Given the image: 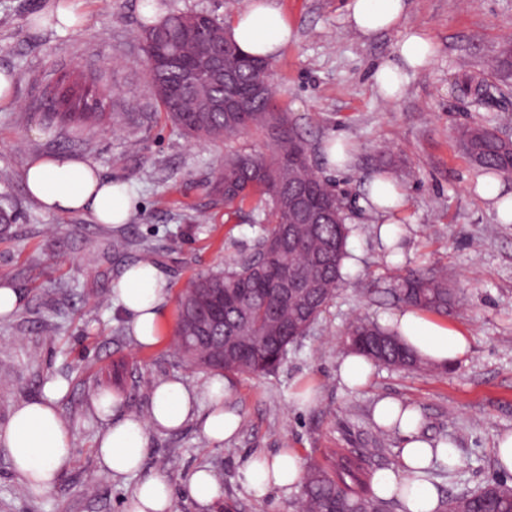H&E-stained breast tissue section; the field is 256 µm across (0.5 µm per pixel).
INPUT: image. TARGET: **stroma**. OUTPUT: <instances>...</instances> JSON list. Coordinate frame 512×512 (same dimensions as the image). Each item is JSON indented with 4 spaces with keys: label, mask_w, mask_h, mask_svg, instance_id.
<instances>
[{
    "label": "stroma",
    "mask_w": 512,
    "mask_h": 512,
    "mask_svg": "<svg viewBox=\"0 0 512 512\" xmlns=\"http://www.w3.org/2000/svg\"><path fill=\"white\" fill-rule=\"evenodd\" d=\"M51 3L0 0V69L15 76L14 104L0 107V194L18 215L0 232V280L23 298L19 312L0 318V427L18 405L42 399L47 382H62L66 392L57 406L74 429L76 455L54 491L40 496L0 447V512H124L137 479L99 474L95 448L104 423L91 409L93 393L108 387L126 411L144 417L161 379L178 375L203 388L208 372L184 366L173 346L175 297L191 278L221 269L226 252L252 248L251 203L227 215L205 184L230 148L257 149L263 139L248 132L230 145L199 144L167 118L149 91L140 0H77L85 24L75 34L35 24ZM278 3L297 33L272 62L278 107L348 207L355 263L321 320L275 373L232 377L242 416L236 440L212 446L193 423L152 434L141 475L168 477L174 512H198L187 478L200 466L223 489L210 512H295V498L246 493L238 481L245 461L283 448L319 462L335 448H375L378 470H397L399 438L381 439L373 420L376 402L389 396L419 410L429 438L454 444L456 464L432 477L439 494L475 491L497 477L512 486L494 452L496 436L512 431V223L482 198L483 175L456 139L464 125L512 134V77L496 66L512 38V0H409L406 25L424 31L437 53L430 67L410 73L390 103L375 93L372 71L392 57L398 31L361 37L348 26V0ZM71 70L106 95L97 127L50 117L45 91ZM465 70L483 74L493 87L490 98L476 103L454 91ZM335 136L352 147L348 170L325 159L324 145ZM57 152L82 156L103 177L125 183L137 202L130 223L42 211L27 194L24 167ZM381 169L406 193L398 261L387 258L375 218L362 205L365 181ZM116 237L128 241L127 250L107 251ZM175 238L180 250L168 253ZM145 246L158 252L157 271L172 295L163 337L150 349L135 345L112 295ZM412 272L447 275L449 288L462 296L445 319L469 332L468 352L445 368L378 366L367 386L346 388L336 376L345 326L357 315L379 321L401 309L395 290ZM308 386L317 387V400L297 409L295 396Z\"/></svg>",
    "instance_id": "stroma-1"
}]
</instances>
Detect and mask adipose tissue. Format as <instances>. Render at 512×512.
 Here are the masks:
<instances>
[{
  "label": "adipose tissue",
  "mask_w": 512,
  "mask_h": 512,
  "mask_svg": "<svg viewBox=\"0 0 512 512\" xmlns=\"http://www.w3.org/2000/svg\"><path fill=\"white\" fill-rule=\"evenodd\" d=\"M347 11L350 28L364 37L400 28L401 63L388 59L373 71L378 95L384 101H395L403 92L404 69L417 71L432 64L434 42L419 29L405 27L406 0H349ZM227 32L243 54L270 60L279 56L294 38L293 27L276 0H248L245 9L229 23ZM23 177L28 195L50 213H86L99 224H125L135 212V200L123 183L103 178L90 161L70 153L29 161ZM366 189L370 213L383 220L380 236L386 245H394L393 228L397 213L406 204L405 195L398 183L384 173L371 176ZM113 292L128 318L136 345H157L169 299L157 269L143 263L128 267L114 283ZM384 323L419 357L440 367L453 365L469 347L466 331L411 307L386 317ZM59 392L58 386L49 385L45 399L16 407L7 426L0 429V446L7 448L15 471L40 495L54 489L74 458L75 433L57 407ZM233 395L223 376L209 377L199 390L175 375L153 386L150 410L144 417L124 412L112 396L93 400V412L106 424L95 449L100 473L118 479L139 472L153 433L177 431L190 422L197 424L212 445H223L241 426ZM373 419L379 427L396 431L401 438V466L395 472L375 474L377 494L389 497L401 490L405 493L406 512H436L439 493L423 479L422 472L436 460L454 463V445L424 436L418 410L390 397L377 402ZM303 471L299 453L283 448L271 457L248 459L239 479L255 498L272 493L285 498L297 487ZM173 508L168 478L154 474L140 481L125 512H172Z\"/></svg>",
  "instance_id": "adipose-tissue-1"
}]
</instances>
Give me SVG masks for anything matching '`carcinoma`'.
I'll return each mask as SVG.
<instances>
[{
	"label": "carcinoma",
	"instance_id": "obj_1",
	"mask_svg": "<svg viewBox=\"0 0 512 512\" xmlns=\"http://www.w3.org/2000/svg\"><path fill=\"white\" fill-rule=\"evenodd\" d=\"M224 24L206 13H172L161 24L145 27L144 41L158 53H177L186 66L195 57L224 42ZM254 75L241 71L234 86L213 85L206 90L184 86L181 72L156 69L150 74L152 94L166 114L198 142H232L257 131L269 142L266 151L235 152L207 181L212 196L224 199V208L250 200L258 223L254 251L237 252L224 259V270L200 275L188 282L177 300L176 350L192 367L215 372L263 376L277 370L290 347L307 336L341 287L343 260L352 228L336 219L340 199L316 173L305 143L293 135L288 117L277 110L275 89L250 101L245 118L233 124L225 119L224 97L229 91L250 93ZM463 97L482 100L489 85L482 75L466 71L456 81ZM54 111L70 121L85 122L102 116L98 85L65 75L51 94ZM458 141L469 159L486 174L505 176L512 170V138L489 134L485 127L465 126ZM303 194L318 215L306 223L288 212V198ZM293 237L298 246L271 257L267 245ZM292 268L304 284L284 302L273 284V268ZM220 295L234 301L224 307V331L210 327L209 302ZM401 302L431 312L448 313L453 291L444 277L412 276L397 289ZM346 349L378 365L417 371L426 366L396 334L368 318L358 317L345 328ZM376 469L367 451L334 450L327 463L304 468L299 512H390L400 499L376 495ZM486 501L497 512H512V488L498 479L470 494L449 493L438 512H480Z\"/></svg>",
	"mask_w": 512,
	"mask_h": 512
}]
</instances>
